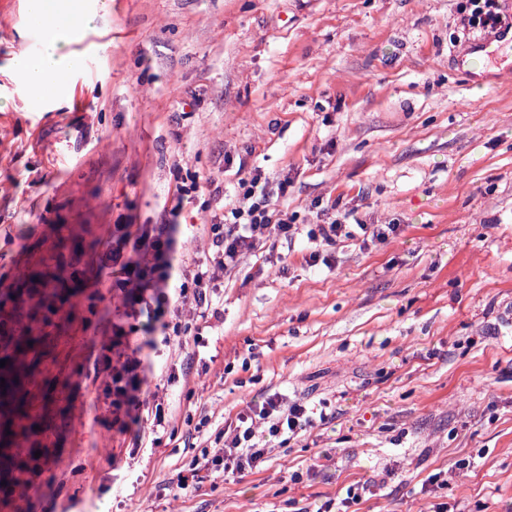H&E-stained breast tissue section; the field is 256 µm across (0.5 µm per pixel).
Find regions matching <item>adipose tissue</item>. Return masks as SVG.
<instances>
[{
  "label": "adipose tissue",
  "instance_id": "adipose-tissue-1",
  "mask_svg": "<svg viewBox=\"0 0 512 512\" xmlns=\"http://www.w3.org/2000/svg\"><path fill=\"white\" fill-rule=\"evenodd\" d=\"M25 4L30 24L41 35V47L35 53L18 51L11 59V67L31 100L55 103L68 88V35L73 29L88 25L90 17L79 0H25Z\"/></svg>",
  "mask_w": 512,
  "mask_h": 512
}]
</instances>
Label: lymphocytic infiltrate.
Instances as JSON below:
<instances>
[{"instance_id": "f902f5d3", "label": "lymphocytic infiltrate", "mask_w": 512, "mask_h": 512, "mask_svg": "<svg viewBox=\"0 0 512 512\" xmlns=\"http://www.w3.org/2000/svg\"><path fill=\"white\" fill-rule=\"evenodd\" d=\"M456 12L460 25L468 30L493 31L512 21L502 0H457ZM288 187L285 180L270 187L268 178L256 170L239 178V191L229 207L199 227L208 240L207 251L189 262L178 256L185 229L176 222L188 191L177 187L167 221L115 225L111 240L91 258V288L108 289L120 297L123 308L122 323L108 324L89 338L95 374L112 383L109 409L111 423L119 432H132L142 424L154 435L166 431L170 420L163 404L154 405L142 397L154 376L155 359L161 350L186 348L191 326L180 320L186 307H193L203 319L218 317L211 292L244 255L297 233L295 215L272 202L273 195H285ZM320 215L321 224L308 232L309 239L320 244L308 257L314 265L323 260V247L335 245L340 238L356 235L369 243L386 240L399 230L395 224H363L354 231L345 214L324 208ZM131 319L147 323L140 338H132L125 327ZM314 424L313 408L300 402L286 403L275 394L247 402L222 445L179 472L175 487L180 492L191 491L207 472L234 475L258 469L265 461L268 443L289 441Z\"/></svg>"}]
</instances>
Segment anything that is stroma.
Segmentation results:
<instances>
[{
    "label": "stroma",
    "instance_id": "1",
    "mask_svg": "<svg viewBox=\"0 0 512 512\" xmlns=\"http://www.w3.org/2000/svg\"><path fill=\"white\" fill-rule=\"evenodd\" d=\"M71 90L30 107L10 67L40 35L24 0H0V319L42 338L28 384L31 448L59 458L29 501L0 512H512V50L461 61L456 0H82ZM261 170L386 241L340 239L310 265L306 234L247 254L213 294L204 346L164 353L148 387L171 414L159 446L112 429L79 328L110 301L73 277L114 224H202ZM278 394L333 418L261 469L170 491L234 425ZM208 417L202 431L188 419Z\"/></svg>",
    "mask_w": 512,
    "mask_h": 512
}]
</instances>
